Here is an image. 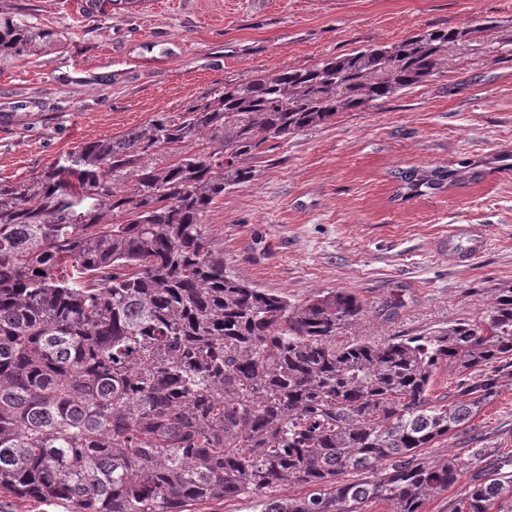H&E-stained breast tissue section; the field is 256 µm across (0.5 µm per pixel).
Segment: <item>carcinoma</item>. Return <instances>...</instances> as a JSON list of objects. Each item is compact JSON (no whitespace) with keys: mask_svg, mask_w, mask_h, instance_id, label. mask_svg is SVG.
I'll list each match as a JSON object with an SVG mask.
<instances>
[{"mask_svg":"<svg viewBox=\"0 0 512 512\" xmlns=\"http://www.w3.org/2000/svg\"><path fill=\"white\" fill-rule=\"evenodd\" d=\"M475 29L258 73L180 117L87 141L69 166L0 180V494L69 512H187L243 495L257 512H422L465 476L423 449L512 378V285L489 315L336 346L364 307L346 291L288 299L228 273L202 231L252 162L306 128L436 74ZM56 32L0 12V56ZM512 171V155L394 171L395 198ZM130 188L112 186L118 176ZM446 362L458 381L429 395ZM309 488L282 499L272 488ZM449 512H512V452L472 474Z\"/></svg>","mask_w":512,"mask_h":512,"instance_id":"cac0c4a2","label":"carcinoma"}]
</instances>
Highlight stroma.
<instances>
[{"instance_id": "obj_1", "label": "stroma", "mask_w": 512, "mask_h": 512, "mask_svg": "<svg viewBox=\"0 0 512 512\" xmlns=\"http://www.w3.org/2000/svg\"><path fill=\"white\" fill-rule=\"evenodd\" d=\"M0 9L56 30L59 41L0 58V178L65 163L83 142L157 115L176 117L224 84L304 67L437 28H475L439 73L369 106L304 129L254 162L203 218L240 279L301 304L353 293L360 319L337 344L415 335L484 319L512 284V173L397 201L393 170L512 154V0H0ZM454 224L486 246L453 262ZM512 450V379L469 427L426 449L469 471Z\"/></svg>"}]
</instances>
